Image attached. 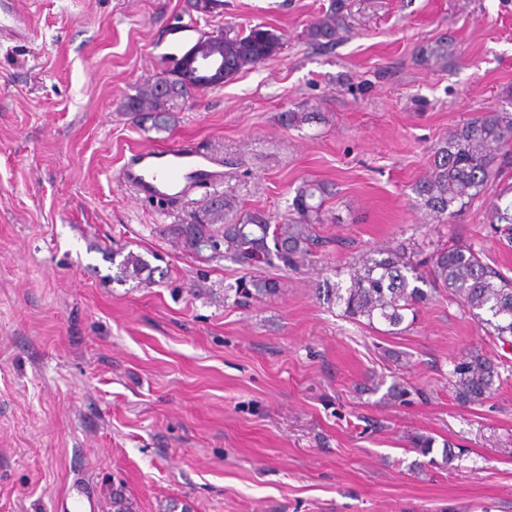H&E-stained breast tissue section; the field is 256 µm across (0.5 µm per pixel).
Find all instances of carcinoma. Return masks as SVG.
Here are the masks:
<instances>
[{
  "mask_svg": "<svg viewBox=\"0 0 512 512\" xmlns=\"http://www.w3.org/2000/svg\"><path fill=\"white\" fill-rule=\"evenodd\" d=\"M343 29L340 0H332L329 11L308 27L306 36L327 46L336 42ZM204 46L208 54L224 62L217 80L194 74L186 61L177 63L127 97L124 110L162 130L169 112L181 101L196 91L220 87L246 67L277 56L283 42L277 30L255 25L246 32L225 29ZM511 144L512 112L505 108L487 111L456 127L435 150L429 175L416 187L422 207L441 223L452 221L461 212L459 206L480 196L499 174L497 162ZM324 195L321 184L301 186L288 218L280 224L270 223L258 211L242 215L231 202L214 199L205 218L194 216L186 224H171L165 232L186 252L200 255L208 250L213 258L224 257L239 265L244 275L230 289L238 301L246 303L278 291V281L255 272L260 265L296 270L312 262L322 244L315 224L320 222ZM488 219L495 232L512 243V199L498 194L489 203ZM117 257L120 261L112 280H134L143 288L154 283L147 260L131 251L125 254L121 247L112 250V258ZM427 285L448 292L450 300L487 325L490 335L512 338V279L483 264L467 246L438 250L422 267L406 261L397 249L366 252L350 267L347 279L325 289V297L354 320L364 318L370 324L377 320L397 328L406 313L416 314L418 306L429 299L424 290ZM483 312L489 318H482ZM453 374L457 400L471 404L491 389L494 366L490 359L472 354L455 366Z\"/></svg>",
  "mask_w": 512,
  "mask_h": 512,
  "instance_id": "1",
  "label": "carcinoma"
}]
</instances>
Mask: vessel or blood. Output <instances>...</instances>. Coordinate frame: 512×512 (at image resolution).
Wrapping results in <instances>:
<instances>
[{
    "instance_id": "vessel-or-blood-1",
    "label": "vessel or blood",
    "mask_w": 512,
    "mask_h": 512,
    "mask_svg": "<svg viewBox=\"0 0 512 512\" xmlns=\"http://www.w3.org/2000/svg\"><path fill=\"white\" fill-rule=\"evenodd\" d=\"M196 23H180L167 32L166 53L177 56ZM36 38L31 14L20 0H0V44L29 43ZM119 176L132 185L147 201H169L189 196L224 180L222 157L190 141L167 145L136 147L130 150L120 166Z\"/></svg>"
}]
</instances>
